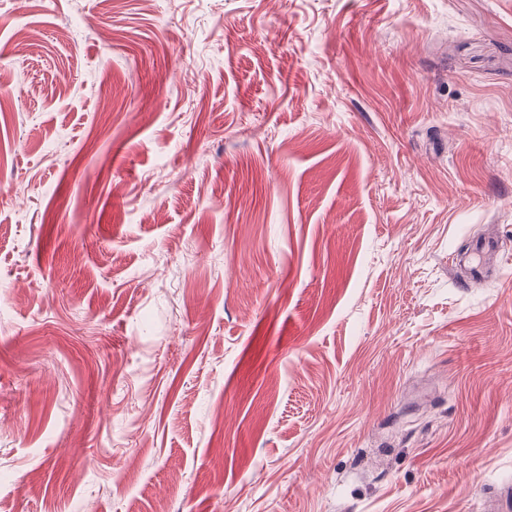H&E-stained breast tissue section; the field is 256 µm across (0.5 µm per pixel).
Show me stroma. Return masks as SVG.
I'll use <instances>...</instances> for the list:
<instances>
[{"instance_id": "1", "label": "stroma", "mask_w": 512, "mask_h": 512, "mask_svg": "<svg viewBox=\"0 0 512 512\" xmlns=\"http://www.w3.org/2000/svg\"><path fill=\"white\" fill-rule=\"evenodd\" d=\"M0 74V512L512 490V0H0Z\"/></svg>"}]
</instances>
